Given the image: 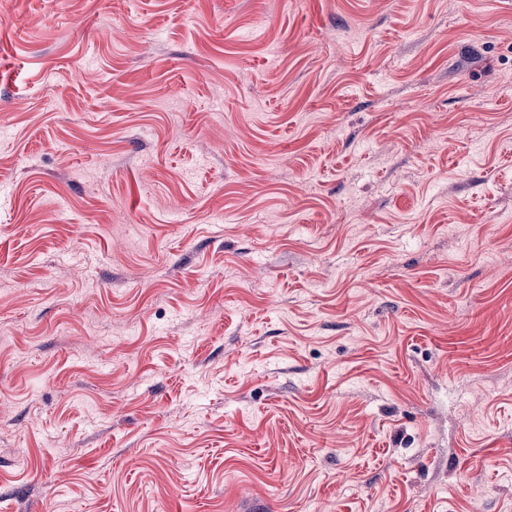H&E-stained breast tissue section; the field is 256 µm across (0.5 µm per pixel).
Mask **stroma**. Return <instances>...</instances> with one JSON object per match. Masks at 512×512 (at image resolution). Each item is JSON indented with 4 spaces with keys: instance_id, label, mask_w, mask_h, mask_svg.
<instances>
[{
    "instance_id": "obj_1",
    "label": "stroma",
    "mask_w": 512,
    "mask_h": 512,
    "mask_svg": "<svg viewBox=\"0 0 512 512\" xmlns=\"http://www.w3.org/2000/svg\"><path fill=\"white\" fill-rule=\"evenodd\" d=\"M0 512H512V0H0Z\"/></svg>"
}]
</instances>
